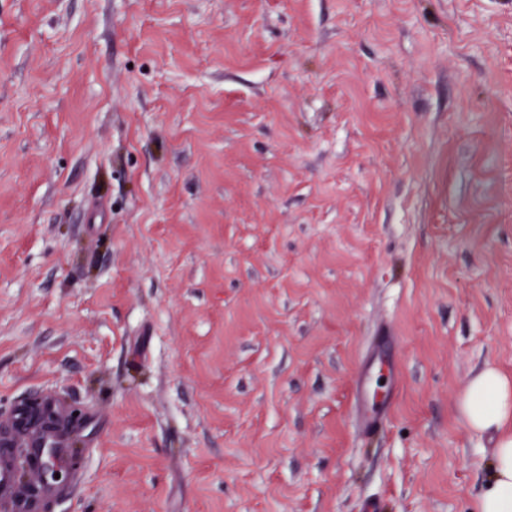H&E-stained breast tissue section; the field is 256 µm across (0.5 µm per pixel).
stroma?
Masks as SVG:
<instances>
[{
	"mask_svg": "<svg viewBox=\"0 0 512 512\" xmlns=\"http://www.w3.org/2000/svg\"><path fill=\"white\" fill-rule=\"evenodd\" d=\"M487 366L512 0H0V428L80 410L52 512H476Z\"/></svg>",
	"mask_w": 512,
	"mask_h": 512,
	"instance_id": "1",
	"label": "stroma"
}]
</instances>
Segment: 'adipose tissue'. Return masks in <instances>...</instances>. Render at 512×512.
I'll use <instances>...</instances> for the list:
<instances>
[{"label": "adipose tissue", "mask_w": 512, "mask_h": 512, "mask_svg": "<svg viewBox=\"0 0 512 512\" xmlns=\"http://www.w3.org/2000/svg\"><path fill=\"white\" fill-rule=\"evenodd\" d=\"M461 410L470 429L496 435L479 512H512V380L495 368H483L474 376Z\"/></svg>", "instance_id": "1"}]
</instances>
